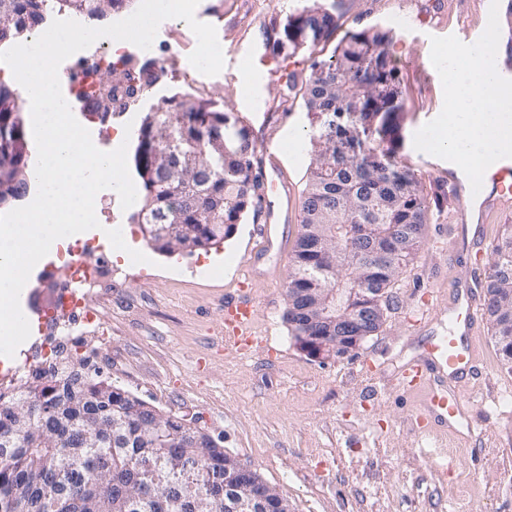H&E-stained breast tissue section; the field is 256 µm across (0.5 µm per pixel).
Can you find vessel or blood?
Segmentation results:
<instances>
[{
  "label": "vessel or blood",
  "instance_id": "b4317fda",
  "mask_svg": "<svg viewBox=\"0 0 512 512\" xmlns=\"http://www.w3.org/2000/svg\"><path fill=\"white\" fill-rule=\"evenodd\" d=\"M265 186L271 192L264 199L256 226L255 257L282 251L286 237L281 227L294 211V196L285 171L277 157L264 165ZM451 193L461 203L456 219L457 243L474 248L487 240L485 226L501 205L512 201V158L494 162L485 172L480 192H473L468 179L456 178L448 183ZM465 273H456L453 284L461 292L447 307V335L429 337L421 354L405 361L397 370L395 387L421 395V410L415 427L426 431L435 426L447 431L465 430L470 442H477L479 432L470 420L469 408L456 393L455 383L463 374L477 372L480 361L481 305L476 297L462 290ZM224 331L221 343L236 352L267 345L268 338L255 326L254 305L243 288L224 295Z\"/></svg>",
  "mask_w": 512,
  "mask_h": 512
}]
</instances>
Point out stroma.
<instances>
[{
	"label": "stroma",
	"instance_id": "obj_1",
	"mask_svg": "<svg viewBox=\"0 0 512 512\" xmlns=\"http://www.w3.org/2000/svg\"><path fill=\"white\" fill-rule=\"evenodd\" d=\"M302 0H200L195 16L215 26L221 47L252 46L270 55L274 72L266 85L265 112L238 106L241 88L232 66L209 77L161 79L152 93L100 133L81 103L72 113L103 151L116 146L124 128L139 132L147 112L171 96L189 92L216 101L245 126L255 158L279 155L295 194H302L315 152L311 119L300 89L313 59L326 60L334 42L295 57H276L272 44L289 12ZM486 0H340L338 34L376 26L394 31L391 55L399 70L404 112L398 160L421 183L430 215L424 240L394 289V303L377 335L343 359L308 356L284 319V283L290 257L262 258L253 300L258 329L268 349L244 358L222 348L216 331L224 323L226 291L236 288L242 265L255 246L253 219L237 225L212 250L166 255L144 240L131 210L102 191V223L125 231L146 265L107 253L112 280L86 297L112 323V357H99L98 341L83 337L73 360L86 372L122 386L163 413L191 419L226 451L255 468L292 504L293 512H512V397L504 381L512 371L501 362L489 324H482L484 370L459 384L462 397L481 394L470 414L482 432L478 446L441 432L414 427L418 395L395 390L398 367L419 354L426 336L447 335L441 321L420 324L418 311L431 293L447 297L458 270H470L477 293L492 263L490 251L475 256L452 248L457 199L433 169L447 160L417 151L415 132L443 107L441 79L430 62L432 37L457 34L461 23L480 30ZM197 40L189 26L163 21L152 43L159 61L187 60ZM269 124L270 137L259 135Z\"/></svg>",
	"mask_w": 512,
	"mask_h": 512
}]
</instances>
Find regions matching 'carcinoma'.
Listing matches in <instances>:
<instances>
[{
  "mask_svg": "<svg viewBox=\"0 0 512 512\" xmlns=\"http://www.w3.org/2000/svg\"><path fill=\"white\" fill-rule=\"evenodd\" d=\"M48 0H0V43L14 41L45 19ZM87 17L118 10L125 0H60ZM319 24V41L331 40L338 29L336 0H304L290 12L273 43L276 55H293L303 48L298 34L310 22ZM396 34L375 28L348 31L335 47L333 59L314 61L301 98L306 111L324 118L340 98L357 101L361 112L355 124L332 130L341 140L362 137L364 149L336 154L325 146L310 169L302 201V219L284 284L288 301L302 307L304 295L321 288L345 296L368 282L384 289L382 305L390 309L392 288L420 249L428 205L415 176L400 166L394 138L403 111L400 79L390 54ZM163 69L152 61L137 68L123 62L100 79L103 92L85 100L88 111L106 114L125 104L145 86L156 83ZM19 95L0 82V124L26 131ZM169 123L189 133L192 147L204 156L209 169L204 178L193 174L194 210L183 221L176 238L181 244L206 249L231 236L236 225L260 203L263 187L253 174V146L244 127H236L229 114L212 100L190 93L174 96L145 115L142 140L134 154L144 198L136 215L159 216L173 204L162 184L164 147L153 122ZM237 128L239 150L221 155L213 139ZM30 181L28 156L18 150L0 162V198L17 200L26 195ZM224 200V210L212 211L211 200ZM320 206L319 220L336 226L337 236L358 253H380L363 258L354 267H336V247L311 249L314 228L309 214ZM512 248V224L500 225L491 245L495 258L486 280L484 314L493 329L503 365L512 370V346L501 344L512 336V319L501 312L500 301L512 307V265L496 258ZM303 313L291 335L328 336L320 323ZM148 402L92 376L75 372L50 384L42 374H30L19 390H0V512H226L224 477L240 485L239 461L210 435L184 419L153 413ZM120 423L112 427V416ZM166 435V447H157L151 426ZM109 462L108 470L101 464Z\"/></svg>",
  "mask_w": 512,
  "mask_h": 512,
  "instance_id": "1",
  "label": "carcinoma"
}]
</instances>
